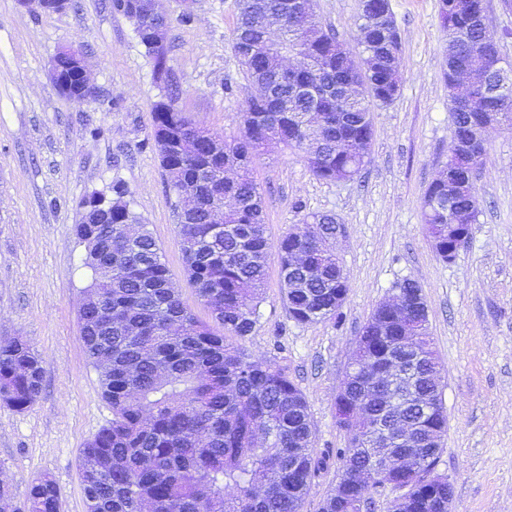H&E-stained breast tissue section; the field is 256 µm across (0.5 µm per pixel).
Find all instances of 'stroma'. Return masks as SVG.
<instances>
[{"instance_id": "1", "label": "stroma", "mask_w": 512, "mask_h": 512, "mask_svg": "<svg viewBox=\"0 0 512 512\" xmlns=\"http://www.w3.org/2000/svg\"><path fill=\"white\" fill-rule=\"evenodd\" d=\"M340 40L359 37L360 0H312ZM400 31V92L372 114L370 159L357 179L326 183L302 153L272 144L253 159L272 246L259 316L243 349L285 368L308 403L314 455L322 462L301 512H321L342 470L347 436L336 396L354 342L397 282L422 288L443 366L448 432L437 473L454 486L452 512H512V127L486 134L475 177L478 221L452 261L434 251L421 202L448 159L452 118L445 78L447 33L438 0H391ZM167 81L133 22L108 0H73L62 12L0 0V338L18 336L39 353L43 392L19 411L0 403V480L17 512L32 480L56 482L62 512H85L80 448L112 419L99 372L81 340L79 309L91 282L74 233L79 202L127 187L129 206L159 242L184 305L210 322L184 273L176 198L165 185L153 139V110L169 89L176 106L224 138L258 88L232 48L237 0H162ZM78 45L95 86L78 105L62 96L50 64ZM312 212L336 214L334 243L348 292L339 317L295 322L281 288L279 239Z\"/></svg>"}]
</instances>
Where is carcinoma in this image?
I'll list each match as a JSON object with an SVG mask.
<instances>
[{"mask_svg": "<svg viewBox=\"0 0 512 512\" xmlns=\"http://www.w3.org/2000/svg\"><path fill=\"white\" fill-rule=\"evenodd\" d=\"M282 0H237L233 46L260 47L269 40L267 17ZM473 0H440V17L448 33L446 56L473 69L486 65L476 52L482 39L468 23ZM279 36L288 42L290 58L313 49L320 58L279 71L258 55L243 67L252 83L274 91L266 103L251 99L240 113L241 136L223 140V152L206 158L205 140L196 124L181 112L154 109V141L158 150L174 139L183 153L163 165L167 183L183 202L187 195L224 197V231L213 236L203 206L183 210L180 225L183 260L189 285L224 328L218 333L189 311L171 287L162 249L130 210L126 189L112 186L108 220L101 212L81 214L76 235L88 239L84 265L92 273L89 291L100 296L80 308L82 342L94 365L109 356L112 370L100 372L103 398L112 420L80 450L78 469L86 512H301L320 470L314 457L308 405L285 369L251 358L227 341L242 339L258 319L267 275L270 242L263 200L251 164L267 142L304 153L311 173L328 182L350 181L366 164L371 150V112L387 106L400 90V56L385 51L384 36L373 35L375 55L354 53L325 30L314 13H282ZM154 60V73L167 76L165 44L144 43ZM350 83L348 108L336 113V101L325 90ZM451 139H471V154L481 165L486 139L474 129L478 113L456 105ZM502 123L512 125V75L503 79L492 100ZM227 170L235 172L224 180ZM427 235L439 257L448 259L453 224L476 223L480 200L468 160L448 150L446 171L429 185L421 204ZM138 224L136 238L117 229ZM335 215H307L278 244L281 282L291 317L306 324L340 314L347 294L331 243ZM114 233H107V229ZM112 266V274L104 266ZM112 312V324L105 312ZM398 359H411L415 369L396 390L369 387L347 377L336 398L337 426L347 434L341 456L348 469H368L373 456L390 453L402 469L406 512H448V476L429 472L438 462L448 431L442 400V365L429 336L427 305L401 328L393 314L375 308L355 340L353 363L384 370ZM43 390L39 356L19 337L0 339V401L24 410ZM359 411L362 426L349 421ZM402 414L409 439L400 444L369 447V433L381 419ZM343 483L344 498L331 492L322 512H362L368 483ZM59 490L48 477L34 479L23 512H60Z\"/></svg>", "mask_w": 512, "mask_h": 512, "instance_id": "1", "label": "carcinoma"}]
</instances>
